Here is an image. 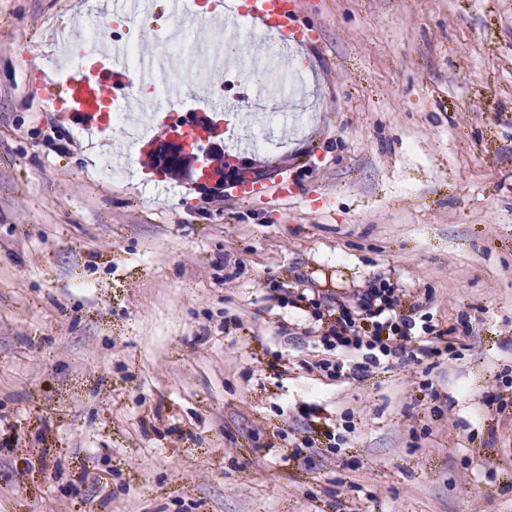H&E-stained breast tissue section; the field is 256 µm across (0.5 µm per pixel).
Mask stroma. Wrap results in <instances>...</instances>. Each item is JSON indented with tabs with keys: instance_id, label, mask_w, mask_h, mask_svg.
<instances>
[{
	"instance_id": "obj_1",
	"label": "stroma",
	"mask_w": 512,
	"mask_h": 512,
	"mask_svg": "<svg viewBox=\"0 0 512 512\" xmlns=\"http://www.w3.org/2000/svg\"><path fill=\"white\" fill-rule=\"evenodd\" d=\"M112 2L0 0V512H512V0H303L307 110L227 116L281 204L50 111L31 43ZM278 55L243 35L225 99ZM373 280L454 357L322 372ZM262 181V184L253 183L247 185H237L235 186L236 194L239 196H245L264 190L265 193L273 191L274 194L280 197H288V191L290 190V187L288 182V174L286 172L277 174L273 180L263 179Z\"/></svg>"
}]
</instances>
